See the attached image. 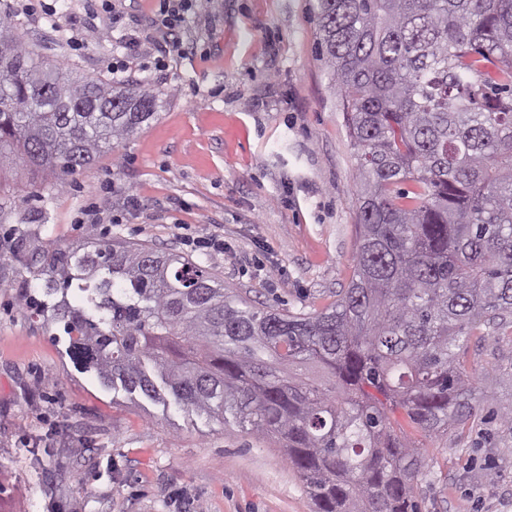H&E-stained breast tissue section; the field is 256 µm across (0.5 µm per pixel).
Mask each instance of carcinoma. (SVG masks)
Masks as SVG:
<instances>
[{"instance_id": "1", "label": "carcinoma", "mask_w": 512, "mask_h": 512, "mask_svg": "<svg viewBox=\"0 0 512 512\" xmlns=\"http://www.w3.org/2000/svg\"><path fill=\"white\" fill-rule=\"evenodd\" d=\"M356 186V265L320 312L257 308L174 251L93 236L38 261L75 357L105 387L230 416L277 438L314 512H419L430 440L484 399L463 356L512 340V0H317ZM160 93L44 64L0 11V152L16 183L68 176L142 129ZM308 366L323 383L292 373Z\"/></svg>"}]
</instances>
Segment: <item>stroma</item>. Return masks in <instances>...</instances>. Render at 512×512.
I'll list each match as a JSON object with an SVG mask.
<instances>
[{
  "label": "stroma",
  "instance_id": "35a3bbf8",
  "mask_svg": "<svg viewBox=\"0 0 512 512\" xmlns=\"http://www.w3.org/2000/svg\"><path fill=\"white\" fill-rule=\"evenodd\" d=\"M53 65L113 82L138 80L162 106L143 130L85 169L31 176L11 163L0 189V512H313L278 440L171 396L104 387L70 353L35 262L88 237L149 243L188 256L254 304L315 313L353 275L357 210L351 147L318 57L316 0H170L185 15L164 27L159 0H57L56 13L0 0ZM25 237L15 259L6 242ZM43 301L39 318L23 308ZM512 346L472 338L470 373H491ZM498 389L464 440L427 444L421 512H512V433L495 415Z\"/></svg>",
  "mask_w": 512,
  "mask_h": 512
}]
</instances>
